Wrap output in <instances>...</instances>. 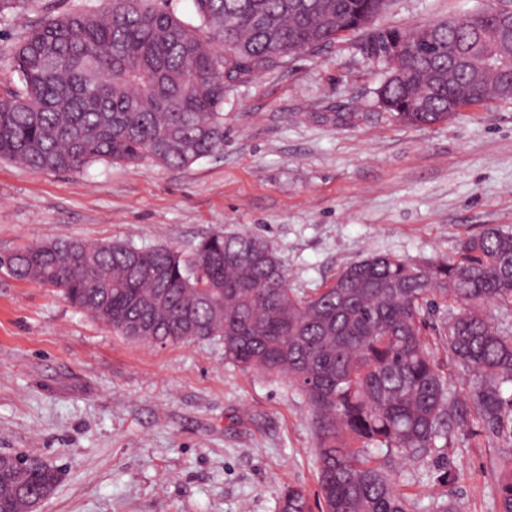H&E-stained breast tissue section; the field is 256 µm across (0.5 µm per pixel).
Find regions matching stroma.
<instances>
[{"instance_id":"1","label":"stroma","mask_w":512,"mask_h":512,"mask_svg":"<svg viewBox=\"0 0 512 512\" xmlns=\"http://www.w3.org/2000/svg\"><path fill=\"white\" fill-rule=\"evenodd\" d=\"M84 2L0 8V95L21 86L18 38ZM482 3L394 0L375 25L408 31ZM356 43L291 56L230 91L223 150L188 166L36 173L0 160V255L58 238L187 251L239 231L267 239L289 287L310 293L372 254L445 259L486 225L512 231V100L397 122L376 104L382 64ZM317 443L305 397L225 362L221 341L128 340L0 268V453L62 473L36 512H276L287 487L317 494ZM371 456L408 512L447 499L498 512L512 424L470 421L418 460Z\"/></svg>"}]
</instances>
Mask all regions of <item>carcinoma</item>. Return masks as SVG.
Masks as SVG:
<instances>
[{
	"label": "carcinoma",
	"instance_id": "obj_1",
	"mask_svg": "<svg viewBox=\"0 0 512 512\" xmlns=\"http://www.w3.org/2000/svg\"><path fill=\"white\" fill-rule=\"evenodd\" d=\"M391 0H193L198 23L173 0H103L29 29L12 50L22 88L0 98V158L33 172L76 171L95 162L144 159L180 167L224 146L226 92L315 53L351 32L358 49L388 65L376 97L404 124L448 121V98L485 104L471 71L484 35L498 32L512 58L502 8L422 25L415 32L367 28ZM404 41L398 67L381 54ZM20 281L51 285L75 308L118 334L151 345L220 337L224 358L288 382L317 422L323 512H407L405 495L368 449L416 459L448 441L472 416L512 418V334L491 310L512 307V233L494 224L446 260L375 255L324 288L288 287L281 259L263 239L217 231L190 251L128 242H44L0 257ZM448 307L441 330L451 361L474 378L463 406L427 338L428 315ZM56 469L36 456L0 476V512H23L19 491L50 493ZM512 512V471L500 482ZM279 512H312L307 492L286 489Z\"/></svg>",
	"mask_w": 512,
	"mask_h": 512
}]
</instances>
